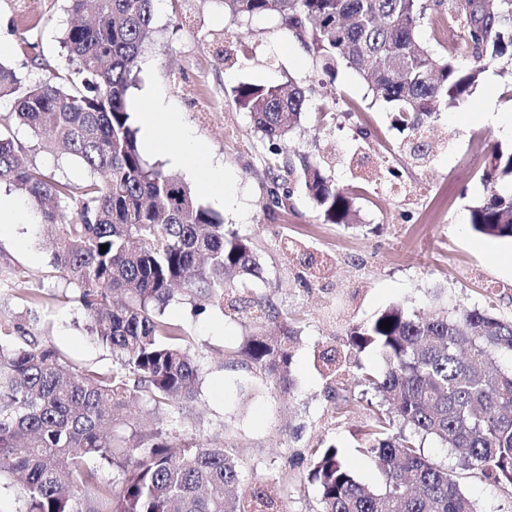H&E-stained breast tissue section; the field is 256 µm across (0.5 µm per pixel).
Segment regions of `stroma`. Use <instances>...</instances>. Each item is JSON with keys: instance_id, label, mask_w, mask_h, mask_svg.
I'll return each mask as SVG.
<instances>
[{"instance_id": "stroma-1", "label": "stroma", "mask_w": 512, "mask_h": 512, "mask_svg": "<svg viewBox=\"0 0 512 512\" xmlns=\"http://www.w3.org/2000/svg\"><path fill=\"white\" fill-rule=\"evenodd\" d=\"M68 7L67 0H0V59L16 70L23 86L67 69L60 38ZM153 28L133 70L127 98L131 122L141 124L136 102L143 91L161 87L180 114L181 129L201 152L173 163L168 133L145 159L178 176L200 204L216 209L226 228L258 243L263 277L254 288L273 292L285 320L301 328L294 345L295 386L274 392L250 384L245 372L223 367L225 350L248 336V321L231 319L217 306L196 313V301L188 296L171 303L165 317L193 336L192 351L204 372L190 414L175 421L171 432L220 444L225 431H232L234 445L244 451L247 489L292 464L295 479L282 492L288 512L318 510L306 481V456L322 436L336 441L359 482L378 487L375 464L356 450L357 433L368 418L366 397L361 388L350 387V407L336 412L313 367L312 351L328 337L343 335L344 314L367 321L393 304L411 313L491 304L498 314L512 315V240L476 234L468 224L470 207L486 196L481 174L492 148L512 149V136L481 118L490 103L512 116V77L489 67L467 104L442 112L432 124L433 158L420 166L397 151L405 135L394 127L389 104L351 69L325 73L283 35L276 18H236L225 13L221 0H155ZM243 41L254 44V57L241 55ZM225 54L231 65L222 63ZM290 80L310 87L311 110L324 105L335 113L327 131L316 130L309 113L302 115L290 154L327 158L338 184L356 186L358 228L324 223L297 181L287 206L266 205L268 185L260 174L265 146L249 115L236 106L234 91L243 83ZM15 134L46 174L83 183L87 173L79 162L52 156L42 137L28 129L16 128ZM208 163L224 167L227 204L214 205L201 186L200 171ZM391 168L400 174L398 184L389 182ZM24 217V223L0 233V273L12 281L0 288V323L46 340L76 365L111 369V353L86 330L76 290L52 271L32 204H25ZM286 237L329 262L324 279L299 285V264L288 263L279 249ZM23 292L35 293V301L22 303Z\"/></svg>"}]
</instances>
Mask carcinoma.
I'll return each mask as SVG.
<instances>
[{
    "instance_id": "cac0c4a2",
    "label": "carcinoma",
    "mask_w": 512,
    "mask_h": 512,
    "mask_svg": "<svg viewBox=\"0 0 512 512\" xmlns=\"http://www.w3.org/2000/svg\"><path fill=\"white\" fill-rule=\"evenodd\" d=\"M68 2L72 20L62 43L72 70L21 93L17 72L0 61V99L13 98L16 123L49 134L48 147L80 161L88 177L76 186L47 176L6 130L0 184L36 206L51 265L78 291L87 331L112 353V369L77 366L18 327L0 330V477L15 482L16 512H286L278 489L293 480L288 468L239 495L238 449L196 439L177 444L166 429L197 399L203 371L190 354L192 338L164 312L190 294L252 316V333L239 349L224 351V368L281 392L293 388L298 331L280 320L272 296H247L261 275L252 239L225 230L219 213L140 153L126 99L153 33L154 0ZM221 2L235 17H276L326 72L343 65L358 73L394 108L395 122L408 131L400 149L422 165L430 161L428 121L465 104L493 62L512 65V0ZM432 7L458 25L462 52L439 58L418 40ZM234 101L265 143L273 206L292 195L282 173L299 169L323 222L354 225L353 194L317 160L302 155L297 167L287 154L308 90L292 81L243 83ZM507 180L512 150L496 147L483 174L487 195L469 209L475 232L512 239V193L498 190ZM284 252L300 257L298 282L309 286L314 254L293 241ZM382 320L391 328L379 327ZM370 348L382 356L376 371L356 361ZM503 354L512 357V317L476 306L450 317L393 306L316 347L313 366L334 405L349 402L351 381L381 397L357 448L377 462L381 486L359 482L336 443L322 438L307 455L319 512H479L461 483L471 473L512 492V370L489 371ZM134 398L146 411L123 416ZM429 438L456 455L455 467L425 455ZM106 468L115 476L100 486L98 472Z\"/></svg>"
}]
</instances>
